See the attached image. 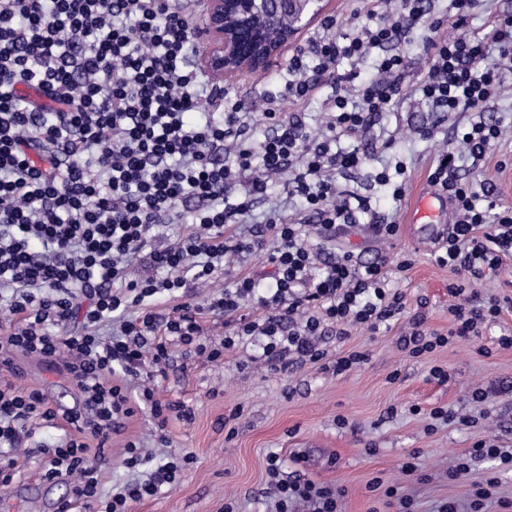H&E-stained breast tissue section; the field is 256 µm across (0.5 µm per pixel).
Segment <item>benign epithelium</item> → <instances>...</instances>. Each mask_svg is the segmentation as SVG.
Returning a JSON list of instances; mask_svg holds the SVG:
<instances>
[{
  "mask_svg": "<svg viewBox=\"0 0 512 512\" xmlns=\"http://www.w3.org/2000/svg\"><path fill=\"white\" fill-rule=\"evenodd\" d=\"M321 0H205L202 69L218 78L265 68L319 12Z\"/></svg>",
  "mask_w": 512,
  "mask_h": 512,
  "instance_id": "7a95c632",
  "label": "benign epithelium"
}]
</instances>
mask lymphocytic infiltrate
Masks as SVG:
<instances>
[{"label":"lymphocytic infiltrate","instance_id":"lymphocytic-infiltrate-1","mask_svg":"<svg viewBox=\"0 0 512 512\" xmlns=\"http://www.w3.org/2000/svg\"><path fill=\"white\" fill-rule=\"evenodd\" d=\"M183 0H0V365L35 358L61 369L83 394L85 413L68 414L71 431L60 444L42 445L43 476L73 478L72 493L86 512H130L133 503L157 496L194 462L193 455L159 465L143 481L101 491L100 466L139 406H147L157 431L170 417L189 419L185 404L154 388L132 393L138 367H162L173 346L193 347L215 361L251 340L259 341L267 369L284 374L292 363H312L344 374L364 363L349 350L328 359L319 337L347 340L352 331L375 334L407 319L398 344L419 358L453 340L482 336L485 324L512 308V298L481 296L478 281L497 273L512 256V207L498 205L491 184L474 188L459 175L468 157L481 161L502 138V126L479 120L458 129L454 146L437 154L428 180L447 195L455 220L434 252L449 268L447 332L427 326L423 309L408 310L405 294L390 285V271L406 272L411 258L389 267L386 256L364 262L336 254L329 244L344 226L366 223L383 240L400 226L372 210L368 197L339 188L336 178L361 169L368 156L341 148L363 135L376 117L403 96L406 63L397 44L421 38L427 70L414 92L439 120L481 111L512 69V17L493 20L486 37L448 35L443 20L424 24L428 0H399L396 12L369 11L352 30L334 22L306 48L293 53L285 98L309 99L328 77L333 112L321 132L281 117V98L266 100L272 132L253 141L240 103L227 91L217 116L188 122L200 107L202 73L193 68L191 21ZM377 56L378 79L356 87L355 70H340ZM289 173L291 194L305 199L321 243L308 242L307 222L274 213L249 238L230 239L263 199L270 176ZM192 203L191 232L157 248L155 230L181 219ZM278 246L266 251L267 238ZM265 254L274 285L260 289L252 277L225 282L206 303L184 302L161 317L157 294L210 281L218 263L239 254ZM149 258L165 278L131 280L133 261ZM263 313L243 315L246 300ZM224 318L220 343L207 339L203 313ZM111 324L102 341L99 330ZM69 335H58L63 326ZM40 392L0 386V481L13 480L14 450L31 418L56 420ZM275 512H341L345 487L317 483L301 471H284L279 453L268 456Z\"/></svg>","mask_w":512,"mask_h":512}]
</instances>
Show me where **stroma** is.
I'll return each instance as SVG.
<instances>
[{
	"mask_svg": "<svg viewBox=\"0 0 512 512\" xmlns=\"http://www.w3.org/2000/svg\"><path fill=\"white\" fill-rule=\"evenodd\" d=\"M374 7L373 0H324L321 15L285 45L266 70L225 82V89L238 95L247 112L254 137H264L268 127L253 105L268 92L282 88L293 52L321 32L324 19H335L347 31L364 22ZM435 118L428 103L411 95L377 118L358 139L359 149L368 154L370 162L344 185L370 197L380 216L399 224L400 233L386 244L368 227L356 226L338 236L336 250L353 252L365 261L382 254L392 263L403 254H412V268L393 276L392 285L402 289L409 303L426 299L428 327L444 333L450 325L451 273L436 264L437 244L424 225L414 222L411 211L419 192L429 186L432 159L454 136V125L448 122L436 129L432 139H419L418 128ZM510 156L512 137H507L491 158L477 163L464 160L460 173L477 183L494 181L502 203L512 206V169L500 172L495 168L497 160ZM399 161L407 166V183L403 198L396 200L387 188L372 182L371 175ZM275 208L296 218L305 215L300 201L288 196L287 178L275 180L270 196L256 204L249 224L231 226V233L247 235L250 224L263 222ZM405 329V322L400 321L374 335L354 331L342 343L325 337L323 345L329 353L355 349L368 355L355 370L338 376L312 364L288 374L256 369L253 358L260 348L255 343L216 362L199 359L190 347H174L164 374L154 375L153 381L163 398L183 402L192 417L170 419L168 440L163 443L149 410L137 411L128 420L124 435L112 439L111 459L101 471L103 492L144 480L154 466L189 452L194 464L133 512H224L228 501L236 512H272L273 501L265 488L267 456L274 451L286 471L298 469L314 481L345 486L348 495L342 512H396L386 505L381 491L369 490L375 478L399 485L402 494L413 499L414 512H433L435 504L446 499L463 505L472 482L492 470L499 473V486L496 499L487 502L485 510L500 512L498 498L512 500V470H498L496 461L485 460L452 480L448 469L455 457L483 438L512 450V391L499 390L501 384H512V347L497 343L500 336L512 334V312L490 323L480 341L456 340L420 358L400 350L397 338ZM482 346L490 348V355L479 354ZM16 363L23 373L22 385L39 390L50 407L83 410V398L66 374L22 356ZM434 366L447 370L446 380L431 376ZM475 389L481 391V399H472ZM236 407L242 415L235 424L237 434L231 438L224 418ZM436 407L470 416L477 424L467 428L430 421L427 413ZM340 416L347 419V426L337 425ZM129 438L140 442L151 455V464L135 471L123 466V444ZM296 453L302 457L297 464L291 460ZM414 453L419 456L421 475L403 476L401 465ZM18 466V477L9 485H0V512H59L68 494L66 481L45 479L39 460L33 458L19 459Z\"/></svg>",
	"mask_w": 512,
	"mask_h": 512,
	"instance_id": "1",
	"label": "stroma"
}]
</instances>
